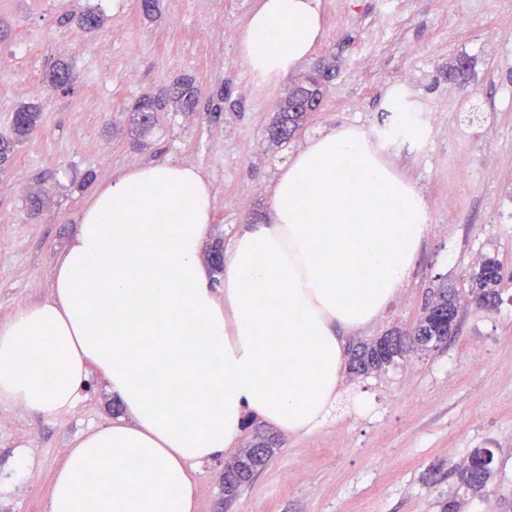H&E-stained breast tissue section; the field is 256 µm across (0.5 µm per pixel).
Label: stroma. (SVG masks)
<instances>
[{
	"mask_svg": "<svg viewBox=\"0 0 512 512\" xmlns=\"http://www.w3.org/2000/svg\"><path fill=\"white\" fill-rule=\"evenodd\" d=\"M258 0H160L146 18L138 0H0L8 36L0 55L28 64L0 72V135L8 134L21 94L43 106L39 126L0 169V322L20 306L52 293L54 261L77 230L83 206L117 171L159 162L197 167L213 195L211 238L231 243L241 225L263 219L284 166L321 133L346 126L378 137L399 119L390 111L385 72L420 73L410 90L416 105L434 107L446 130H432L386 150L389 165L427 202V235L403 286L375 321L348 336L353 347L393 329L411 330L433 291L458 289L457 331L448 344L411 353L386 371L343 374L336 409L313 432L280 434L268 465L231 505L222 501L228 454L193 467L196 512H441L455 492L451 469L472 449L488 448L496 467L485 499L463 497L462 512H512V223L495 220L497 202L512 204V33L497 22L495 0H398L384 16L380 0H319L326 37L303 63L331 64L319 111L288 143L266 130L287 85L255 87L224 28L242 26ZM91 7L101 27L79 32L70 16ZM479 12L483 24L456 28L451 10ZM80 37L85 54L68 43ZM472 58L467 81L450 82L449 58ZM74 67V89H52L45 75L58 59ZM199 88L196 112H162L146 141L132 136L127 108L175 79ZM221 110V123L210 112ZM492 159L495 178L481 165ZM470 160L468 177L454 170ZM48 200L38 212L30 192ZM458 207H441L448 193ZM503 274L495 307L472 299L470 275L486 258ZM479 350V364L468 359ZM114 399L92 372L76 405L47 417L23 406L0 407V512H47L52 479L82 435L110 423ZM25 460L16 469L14 458Z\"/></svg>",
	"mask_w": 512,
	"mask_h": 512,
	"instance_id": "stroma-1",
	"label": "stroma"
}]
</instances>
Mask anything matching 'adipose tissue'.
<instances>
[{"label":"adipose tissue","instance_id":"1","mask_svg":"<svg viewBox=\"0 0 512 512\" xmlns=\"http://www.w3.org/2000/svg\"><path fill=\"white\" fill-rule=\"evenodd\" d=\"M325 36L318 0H259L238 54L253 83L288 76ZM427 203L366 133L314 139L242 227L221 273L202 258L209 184L153 164L98 188L53 268L52 294L0 322V405L69 411L90 370L122 403L56 471L49 512H194L193 463L235 448L249 415L302 436L331 413L343 334L404 283ZM185 390L180 418L168 393ZM106 472L112 490L92 489Z\"/></svg>","mask_w":512,"mask_h":512}]
</instances>
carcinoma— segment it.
<instances>
[{
    "label": "carcinoma",
    "instance_id": "cac0c4a2",
    "mask_svg": "<svg viewBox=\"0 0 512 512\" xmlns=\"http://www.w3.org/2000/svg\"><path fill=\"white\" fill-rule=\"evenodd\" d=\"M103 18L92 8L79 11L78 27L87 32L101 26ZM332 75L328 67L318 65L312 68V73L291 83L286 89L284 98L280 101L275 121L268 128L271 139L286 143L302 128L307 119L308 111L304 108L307 101L322 104L325 93V79ZM73 72L69 64L58 61L46 77L47 83L63 92L70 89ZM198 92L190 79H182L170 85L164 95L139 97L131 107L132 121L139 127L142 136H147L156 125L157 115L167 109L175 112H193L198 107ZM41 106L22 101L18 103L11 117V134L0 138V166H6L15 151L34 130L40 121ZM503 276L498 262L487 259L471 276V293L477 302L492 304L499 295L498 287ZM459 296L455 289L443 287L433 293L415 324L413 331L405 334L399 330L388 332L391 339L383 336L358 345L349 353L348 369L353 374L365 375L379 372L403 358L411 351H428L448 341L450 327L448 322L456 319L458 314ZM264 439L260 431L254 432L252 447L245 448L237 457V462L224 473L223 492L230 499L237 497L261 468L273 450L262 452L256 450ZM484 449H475L455 468L458 485L473 497L482 498L485 495L488 481L493 472V465H482L480 459Z\"/></svg>",
    "mask_w": 512,
    "mask_h": 512
}]
</instances>
